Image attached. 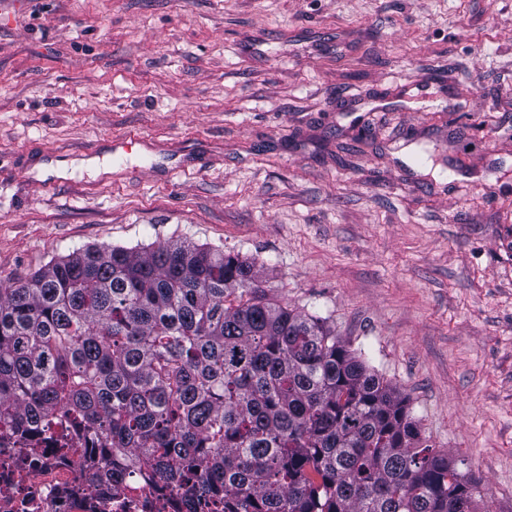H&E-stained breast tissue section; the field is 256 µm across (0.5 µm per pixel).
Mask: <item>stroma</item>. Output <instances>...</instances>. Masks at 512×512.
Wrapping results in <instances>:
<instances>
[{"mask_svg":"<svg viewBox=\"0 0 512 512\" xmlns=\"http://www.w3.org/2000/svg\"><path fill=\"white\" fill-rule=\"evenodd\" d=\"M171 240L257 259L512 512V0H0V285Z\"/></svg>","mask_w":512,"mask_h":512,"instance_id":"1","label":"stroma"}]
</instances>
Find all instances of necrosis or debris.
Wrapping results in <instances>:
<instances>
[{"label":"necrosis or debris","mask_w":512,"mask_h":512,"mask_svg":"<svg viewBox=\"0 0 512 512\" xmlns=\"http://www.w3.org/2000/svg\"><path fill=\"white\" fill-rule=\"evenodd\" d=\"M47 429L0 445V512H188L146 461L121 464L111 490L86 482L94 437L53 415Z\"/></svg>","instance_id":"obj_1"}]
</instances>
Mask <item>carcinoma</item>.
I'll return each mask as SVG.
<instances>
[{
  "label": "carcinoma",
  "mask_w": 512,
  "mask_h": 512,
  "mask_svg": "<svg viewBox=\"0 0 512 512\" xmlns=\"http://www.w3.org/2000/svg\"><path fill=\"white\" fill-rule=\"evenodd\" d=\"M56 410L224 512H481L402 391L215 247L79 248L0 288V433Z\"/></svg>",
  "instance_id": "carcinoma-1"
}]
</instances>
